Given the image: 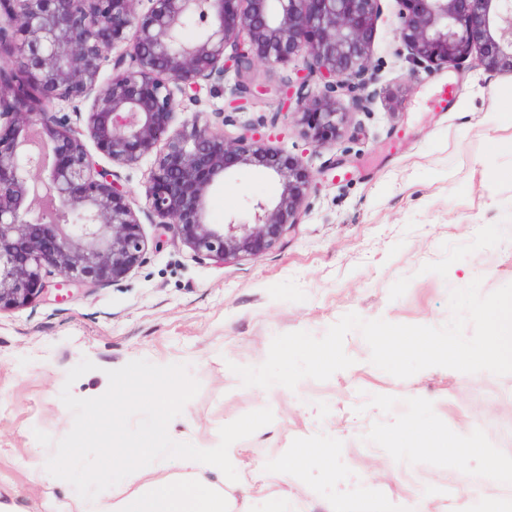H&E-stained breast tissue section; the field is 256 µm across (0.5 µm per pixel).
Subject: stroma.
<instances>
[{
  "label": "stroma",
  "instance_id": "obj_1",
  "mask_svg": "<svg viewBox=\"0 0 512 512\" xmlns=\"http://www.w3.org/2000/svg\"><path fill=\"white\" fill-rule=\"evenodd\" d=\"M395 0H382L367 111L336 98L347 113L341 137L320 145L284 112L280 90L302 59L257 64L264 96L236 105L232 79L203 87L189 112L261 123L278 118L273 147L298 157L314 188L298 222L273 248L224 264L197 259L172 234L142 222L146 261L115 285L48 293L0 312V503L17 512H64L79 496L46 470L54 449L35 431L61 439L72 421L60 393L68 371L95 365L71 392L102 395L107 370L146 359L185 363L200 384L172 424L178 441L222 445L232 434L239 466L215 473L228 512H385L392 499L428 494L430 512H478L512 500V484H489L490 461L512 466V375L433 367L407 379L374 366L359 332L344 342L355 363L329 380L305 379L288 395L243 386L230 366L260 365L275 335L320 337L343 315L440 326L449 291L480 279L482 293L512 283V111L497 93L512 74L480 64L411 77L398 54ZM457 88L447 111L430 102ZM255 166L236 168L207 200V221L245 219L253 202L281 193ZM447 431L458 452L422 454L416 425ZM334 449L291 472L278 463L297 447ZM255 487L240 489L242 479ZM460 485L456 499L443 491Z\"/></svg>",
  "mask_w": 512,
  "mask_h": 512
}]
</instances>
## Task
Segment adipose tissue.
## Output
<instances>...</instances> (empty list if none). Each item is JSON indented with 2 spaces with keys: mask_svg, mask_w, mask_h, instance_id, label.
<instances>
[{
  "mask_svg": "<svg viewBox=\"0 0 512 512\" xmlns=\"http://www.w3.org/2000/svg\"><path fill=\"white\" fill-rule=\"evenodd\" d=\"M183 479H162L117 499L77 505L75 512H225L224 492L210 479L213 472L236 467L232 442L219 447H192L181 452Z\"/></svg>",
  "mask_w": 512,
  "mask_h": 512,
  "instance_id": "ef3b65f1",
  "label": "adipose tissue"
}]
</instances>
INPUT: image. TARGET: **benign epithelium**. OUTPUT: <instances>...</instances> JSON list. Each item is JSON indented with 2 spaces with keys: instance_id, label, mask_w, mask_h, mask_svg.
Returning <instances> with one entry per match:
<instances>
[{
  "instance_id": "obj_1",
  "label": "benign epithelium",
  "mask_w": 512,
  "mask_h": 512,
  "mask_svg": "<svg viewBox=\"0 0 512 512\" xmlns=\"http://www.w3.org/2000/svg\"><path fill=\"white\" fill-rule=\"evenodd\" d=\"M395 2L413 69L459 70L475 54L512 74V0ZM381 9V0H0V311L40 296L47 267L61 287L104 286L144 262L131 191L97 154L117 167L156 154L143 213L197 258L222 264L271 249L297 223L312 176L259 124L227 135L194 112L173 127L175 96L197 103L203 85L231 73L247 101L260 95L256 64L301 57L306 74L287 84L288 100L306 140H334L345 117L334 93L358 108L375 96L365 74ZM188 20L203 31L194 41L183 35ZM236 166L264 168L282 192L253 203L249 222L209 224L208 195Z\"/></svg>"
}]
</instances>
